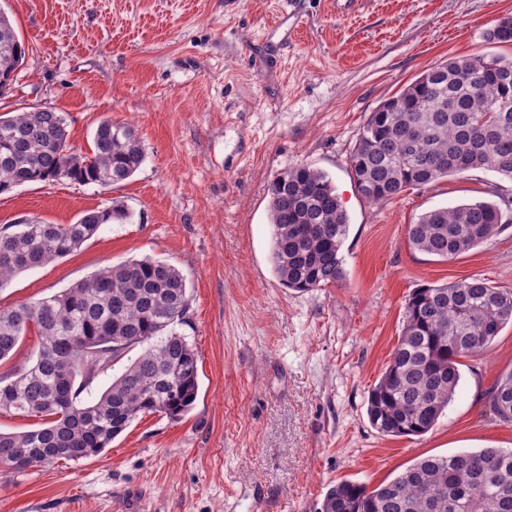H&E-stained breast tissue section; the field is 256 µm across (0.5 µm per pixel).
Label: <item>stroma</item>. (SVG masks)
Masks as SVG:
<instances>
[{"mask_svg": "<svg viewBox=\"0 0 512 512\" xmlns=\"http://www.w3.org/2000/svg\"><path fill=\"white\" fill-rule=\"evenodd\" d=\"M26 51L0 113H63L77 154L104 119L131 124L146 159L116 186L67 180L0 194V226L71 224L122 202L72 254L18 274L0 306L57 294L102 267L151 257L191 296L180 326L199 393L177 422L139 417L102 454L0 477V512H317L340 480L375 487L416 460L512 449L487 390L512 370V324L461 366L453 400L421 436L388 437L367 397L416 288L477 276L512 289V228L447 261L414 250L425 212L512 198V179L449 176L375 205L349 158L375 108L451 57L512 55L487 40L512 0H0ZM309 165L349 217L336 285L282 286L267 189Z\"/></svg>", "mask_w": 512, "mask_h": 512, "instance_id": "35a3bbf8", "label": "stroma"}]
</instances>
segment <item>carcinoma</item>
Instances as JSON below:
<instances>
[{
  "label": "carcinoma",
  "mask_w": 512,
  "mask_h": 512,
  "mask_svg": "<svg viewBox=\"0 0 512 512\" xmlns=\"http://www.w3.org/2000/svg\"><path fill=\"white\" fill-rule=\"evenodd\" d=\"M512 45V21L487 33ZM25 46L0 13V96ZM62 114L48 109L0 115V194L30 182L62 179L112 186L146 159L136 131L105 119L92 156L68 143ZM359 194L386 203L407 189L484 169L512 179V59L451 58L425 70L366 119L350 157ZM271 258L280 283L296 291L342 280L340 250L349 219L329 177L302 165L269 184ZM128 218L120 202L84 213L73 224L25 220L0 229V288L15 275L73 253L102 225ZM512 227V208L476 201L424 213L407 227L412 247L455 258ZM186 278L151 258L105 267L50 297L0 307V362L30 330L38 345L29 362L0 374V414L33 417L37 427L0 433V476L58 460L96 456L133 421L158 414L172 421L192 409L198 358L176 331L189 319ZM512 322V290L478 277L415 289L389 364L369 391L371 426L391 437L421 436L437 423L461 378V358L487 350ZM137 357L95 401L84 391L130 351ZM496 421L512 425V370L488 392ZM319 512H512V450L485 448L424 457L370 489L340 481Z\"/></svg>",
  "instance_id": "1"
}]
</instances>
